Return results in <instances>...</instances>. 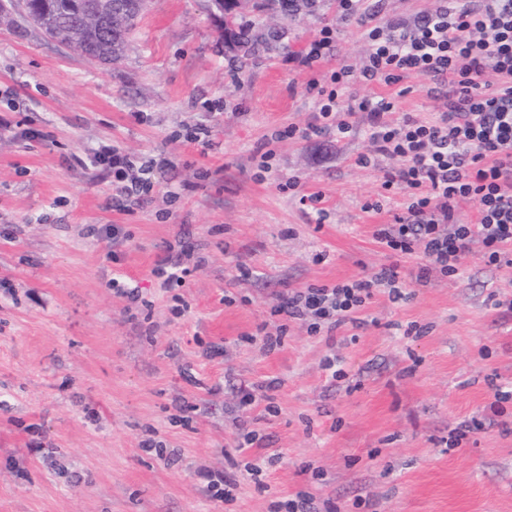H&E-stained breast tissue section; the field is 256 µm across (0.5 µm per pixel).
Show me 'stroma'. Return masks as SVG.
<instances>
[{"mask_svg":"<svg viewBox=\"0 0 512 512\" xmlns=\"http://www.w3.org/2000/svg\"><path fill=\"white\" fill-rule=\"evenodd\" d=\"M238 19L275 33L272 47L244 56L206 0H151L106 64L22 15L0 25V117L41 133L0 131V512H272L300 492L318 512H512V399L496 397L512 391V312L494 305L512 299V267L486 264L476 242L457 274L419 282L421 252L395 258L374 240L409 197L383 188L393 163L372 155L367 113L343 139L274 140L311 121L309 80L363 66V31L336 0L297 13L245 0ZM326 25L335 55L288 64ZM429 85L341 93H392L391 121L431 122L444 100ZM200 124L215 149L190 140ZM111 143L169 161L128 212L112 207L110 174L74 162ZM313 193L325 221L300 202ZM169 245L191 256L163 289L151 270ZM392 264L404 299L376 289L360 324L313 334L272 313L279 296ZM116 273L139 299L112 293ZM263 331L282 345L264 349ZM211 472L234 482L231 498L213 496Z\"/></svg>","mask_w":512,"mask_h":512,"instance_id":"obj_1","label":"stroma"}]
</instances>
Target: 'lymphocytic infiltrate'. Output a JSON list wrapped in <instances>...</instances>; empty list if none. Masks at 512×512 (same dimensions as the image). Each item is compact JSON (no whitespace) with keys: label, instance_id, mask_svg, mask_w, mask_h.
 I'll return each mask as SVG.
<instances>
[{"label":"lymphocytic infiltrate","instance_id":"obj_1","mask_svg":"<svg viewBox=\"0 0 512 512\" xmlns=\"http://www.w3.org/2000/svg\"><path fill=\"white\" fill-rule=\"evenodd\" d=\"M344 19H356L366 32L364 82L392 85L415 74L447 87L448 103L433 122L404 116L387 121L396 102L364 95L342 103L337 83L349 76L343 66L331 74L332 89L308 82L317 93L319 112L303 137L335 131L351 133L350 115L369 113V140L375 152L398 160L384 175L385 187L406 191L410 202L393 223L375 237L395 255L422 246L426 279L431 268L452 275L473 242H481L487 263L500 264L512 253V0H455L426 14L413 25L384 21L366 8V0H336ZM494 80H484L485 72ZM348 112V119L335 115ZM78 166L112 174V205L129 210L149 195L156 174L168 159L144 161L115 144H105L77 158ZM473 203L476 223L464 224L461 203ZM385 286L391 300L401 299L403 283L396 266L382 268L371 278L333 288H309L281 298L273 314L307 322L309 332L335 329L356 322L372 289Z\"/></svg>","mask_w":512,"mask_h":512}]
</instances>
